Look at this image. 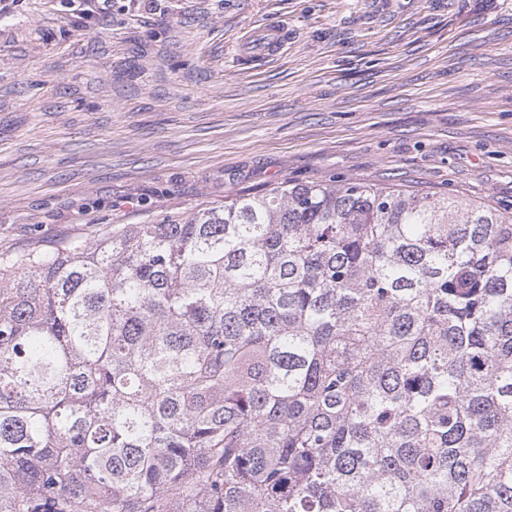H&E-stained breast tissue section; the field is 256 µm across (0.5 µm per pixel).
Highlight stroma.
<instances>
[{
	"instance_id": "35a3bbf8",
	"label": "stroma",
	"mask_w": 512,
	"mask_h": 512,
	"mask_svg": "<svg viewBox=\"0 0 512 512\" xmlns=\"http://www.w3.org/2000/svg\"><path fill=\"white\" fill-rule=\"evenodd\" d=\"M287 46L236 57L249 30ZM512 207V0H60L0 18V252L285 182ZM112 0H63L67 9L79 13L81 18L96 19L107 13Z\"/></svg>"
}]
</instances>
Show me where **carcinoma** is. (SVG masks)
I'll return each instance as SVG.
<instances>
[{"label":"carcinoma","instance_id":"obj_1","mask_svg":"<svg viewBox=\"0 0 512 512\" xmlns=\"http://www.w3.org/2000/svg\"><path fill=\"white\" fill-rule=\"evenodd\" d=\"M0 512H512V212L288 184L0 255Z\"/></svg>","mask_w":512,"mask_h":512}]
</instances>
